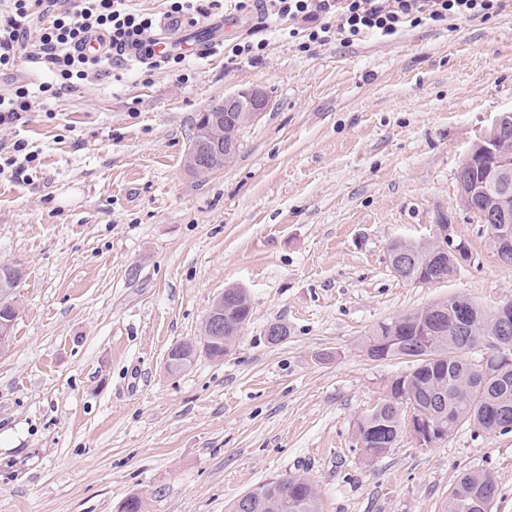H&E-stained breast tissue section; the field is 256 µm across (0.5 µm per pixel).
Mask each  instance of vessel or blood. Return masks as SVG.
<instances>
[{"label":"vessel or blood","instance_id":"b4317fda","mask_svg":"<svg viewBox=\"0 0 512 512\" xmlns=\"http://www.w3.org/2000/svg\"><path fill=\"white\" fill-rule=\"evenodd\" d=\"M239 15L224 16L217 24H192L184 21L161 20L157 33L143 44L130 48L128 56L139 62H160L176 51H188L197 55L222 45L224 31L241 26Z\"/></svg>","mask_w":512,"mask_h":512}]
</instances>
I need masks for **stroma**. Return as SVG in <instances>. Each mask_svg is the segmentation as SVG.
<instances>
[{
    "label": "stroma",
    "instance_id": "35a3bbf8",
    "mask_svg": "<svg viewBox=\"0 0 512 512\" xmlns=\"http://www.w3.org/2000/svg\"><path fill=\"white\" fill-rule=\"evenodd\" d=\"M173 63L104 61L79 90L0 125L38 156L27 181L0 176V263H17L20 313L0 352V512H229L267 481L303 476L319 512H440L458 476L497 484L512 512V432L458 428L431 448L402 434L365 463L355 421L409 371L370 360L369 329L464 296L512 299L458 172L512 112V0L487 21L455 19L388 39L302 49L264 29ZM27 26L0 95L47 81ZM257 88L267 104L232 162L204 177L185 156L201 112ZM451 226L474 258L427 284L391 272L395 240ZM252 310L223 359L164 368L200 336L224 289ZM275 322L287 337L270 342Z\"/></svg>",
    "mask_w": 512,
    "mask_h": 512
}]
</instances>
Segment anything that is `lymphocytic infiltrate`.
Returning <instances> with one entry per match:
<instances>
[{
	"label": "lymphocytic infiltrate",
	"instance_id": "f902f5d3",
	"mask_svg": "<svg viewBox=\"0 0 512 512\" xmlns=\"http://www.w3.org/2000/svg\"><path fill=\"white\" fill-rule=\"evenodd\" d=\"M267 17L285 21L289 36L307 44L325 45L332 39L351 42L365 36L388 38L424 22L451 17L490 20L502 8L500 0H259ZM0 71L14 67L24 26L41 20L34 46L46 59L52 78L40 92L78 89L98 65L83 46L89 36L107 42L112 57L124 55L156 28L152 14L131 11L127 0H0Z\"/></svg>",
	"mask_w": 512,
	"mask_h": 512
}]
</instances>
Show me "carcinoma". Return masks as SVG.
<instances>
[{"mask_svg": "<svg viewBox=\"0 0 512 512\" xmlns=\"http://www.w3.org/2000/svg\"><path fill=\"white\" fill-rule=\"evenodd\" d=\"M390 247L403 261L391 267L398 278L427 284L453 276L462 267L453 254L436 255L422 243L394 241ZM250 315L248 295L241 288L224 289V343L210 345L207 357L218 359L234 347L237 327ZM467 324L475 337L490 329L488 312L471 304L469 320L442 301L378 323L363 342L369 359L412 358V369L393 378L388 394L356 422L357 441L365 460L372 462L387 454L404 431V416L393 399L401 396L418 405L444 427L445 440L464 424L486 427L497 410L507 412L512 426V363L501 364L489 355L478 363L456 354L453 347L463 339L460 324ZM490 474L472 471L463 474L442 504L441 512H468L462 507V494L474 493L487 485ZM232 512H319L312 484L302 476H289L282 482L268 481L238 499Z\"/></svg>", "mask_w": 512, "mask_h": 512, "instance_id": "cac0c4a2", "label": "carcinoma"}]
</instances>
